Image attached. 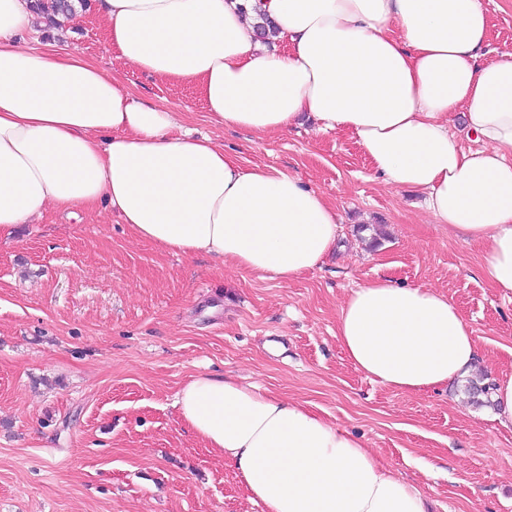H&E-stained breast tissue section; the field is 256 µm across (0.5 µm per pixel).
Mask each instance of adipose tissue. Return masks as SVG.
Returning <instances> with one entry per match:
<instances>
[{
	"instance_id": "obj_1",
	"label": "adipose tissue",
	"mask_w": 512,
	"mask_h": 512,
	"mask_svg": "<svg viewBox=\"0 0 512 512\" xmlns=\"http://www.w3.org/2000/svg\"><path fill=\"white\" fill-rule=\"evenodd\" d=\"M129 65L196 87L212 121L260 134L310 115L350 133L373 171L424 191L450 233L483 245L512 297V59L484 62L481 0H97ZM35 0H0V240L51 206L106 203L140 240L282 280L320 267L339 217L297 176L243 166L76 50L25 48ZM270 23L286 49L259 45ZM481 143L461 149L450 126ZM337 337L367 378L427 393L468 376L474 332L434 289L391 278L341 304ZM182 421L266 512H428L413 483L311 404L229 375L178 391Z\"/></svg>"
}]
</instances>
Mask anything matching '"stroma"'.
Wrapping results in <instances>:
<instances>
[{
  "label": "stroma",
  "instance_id": "stroma-1",
  "mask_svg": "<svg viewBox=\"0 0 512 512\" xmlns=\"http://www.w3.org/2000/svg\"><path fill=\"white\" fill-rule=\"evenodd\" d=\"M487 60L512 57V0H482ZM95 4L47 21L139 100L181 113L247 167L299 177L342 218L333 253L295 280L137 240L108 206L49 208L0 241V512H264L174 405L198 373H234L308 402L414 481L432 512H512V431L456 381L413 395L355 369L336 336L349 292L390 277L448 296L480 347L471 376L512 373V300L480 247L376 177L355 140L309 118L257 135L214 123L196 88L109 45Z\"/></svg>",
  "mask_w": 512,
  "mask_h": 512
}]
</instances>
